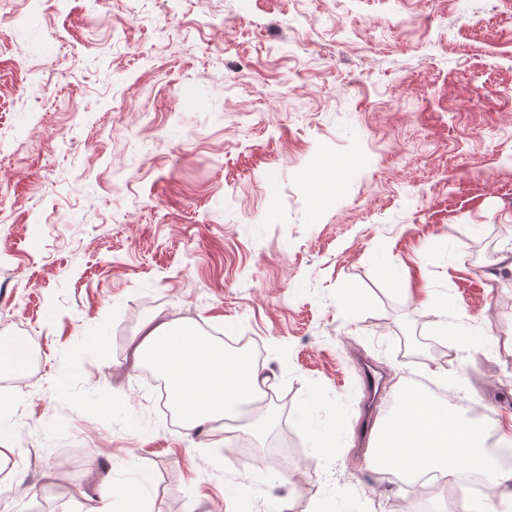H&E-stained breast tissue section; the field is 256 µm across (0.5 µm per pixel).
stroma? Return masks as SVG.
<instances>
[{
	"label": "stroma",
	"mask_w": 512,
	"mask_h": 512,
	"mask_svg": "<svg viewBox=\"0 0 512 512\" xmlns=\"http://www.w3.org/2000/svg\"><path fill=\"white\" fill-rule=\"evenodd\" d=\"M508 246L512 0H0V339L43 355L0 375V512H400L355 427L419 377L512 425ZM430 293L442 351L401 349ZM166 314L274 399L168 422L133 358Z\"/></svg>",
	"instance_id": "obj_1"
}]
</instances>
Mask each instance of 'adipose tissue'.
Listing matches in <instances>:
<instances>
[{
    "label": "adipose tissue",
    "instance_id": "1",
    "mask_svg": "<svg viewBox=\"0 0 512 512\" xmlns=\"http://www.w3.org/2000/svg\"><path fill=\"white\" fill-rule=\"evenodd\" d=\"M136 357L166 378L188 429L251 400L267 383L248 359L209 345L193 326L176 320L150 319ZM490 437L484 419L409 391L401 394L399 411L387 420L370 459L378 468L411 477L437 472L452 478L464 466L482 473L495 494L512 500V471L493 465Z\"/></svg>",
    "mask_w": 512,
    "mask_h": 512
}]
</instances>
